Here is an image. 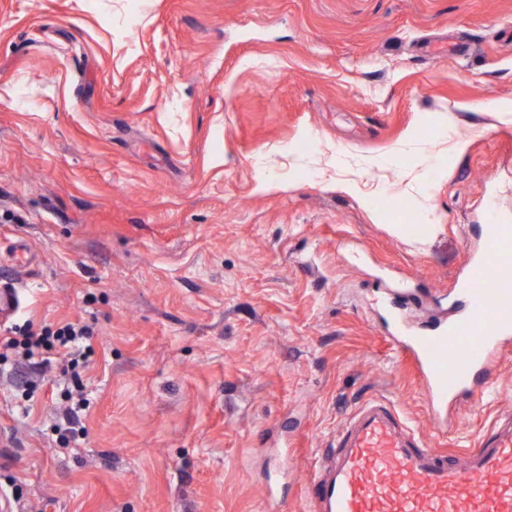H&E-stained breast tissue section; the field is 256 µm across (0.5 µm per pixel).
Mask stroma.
<instances>
[{
  "instance_id": "1",
  "label": "stroma",
  "mask_w": 512,
  "mask_h": 512,
  "mask_svg": "<svg viewBox=\"0 0 512 512\" xmlns=\"http://www.w3.org/2000/svg\"><path fill=\"white\" fill-rule=\"evenodd\" d=\"M504 106L512 0H0V285L21 299L0 337L94 328L66 449L61 356L26 391L0 359V493L313 512L307 476L368 401L451 453L489 436L512 340L437 429L377 300L430 326L460 309L488 205L512 225Z\"/></svg>"
}]
</instances>
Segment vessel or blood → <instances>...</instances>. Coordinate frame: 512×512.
<instances>
[{
	"label": "vessel or blood",
	"instance_id": "1",
	"mask_svg": "<svg viewBox=\"0 0 512 512\" xmlns=\"http://www.w3.org/2000/svg\"><path fill=\"white\" fill-rule=\"evenodd\" d=\"M511 239V225H488L483 249L470 261L466 314L423 334L402 314L393 318L433 416L484 372L512 334ZM307 493L314 512H512V418L451 456L411 430L389 403H367L315 466Z\"/></svg>",
	"mask_w": 512,
	"mask_h": 512
}]
</instances>
